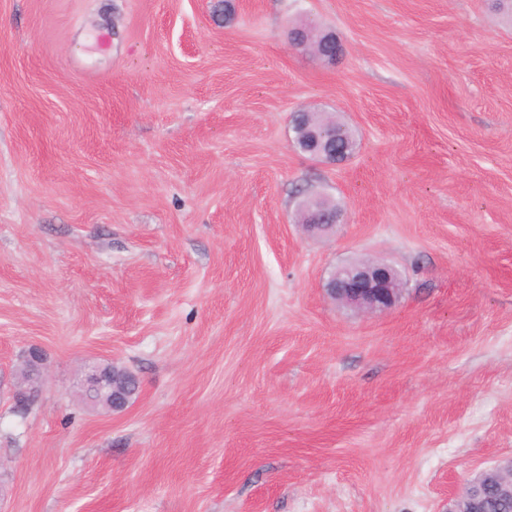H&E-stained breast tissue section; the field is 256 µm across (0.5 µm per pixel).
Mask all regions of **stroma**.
<instances>
[{
	"label": "stroma",
	"mask_w": 512,
	"mask_h": 512,
	"mask_svg": "<svg viewBox=\"0 0 512 512\" xmlns=\"http://www.w3.org/2000/svg\"><path fill=\"white\" fill-rule=\"evenodd\" d=\"M0 0V512H452L512 458V23L493 0ZM314 22L336 63L292 49ZM335 113L321 165L291 116ZM341 209L325 235L303 200ZM394 267L390 310L330 273ZM115 362L113 413L74 383ZM336 138L335 139H328L323 140L321 137L318 136V134L313 133L312 137L310 139H304L307 143H309L306 148L302 150L303 153L308 154L310 157L320 160L325 163L329 164H342L346 160H348L352 155V147L349 145H346L344 152L350 151L349 153H346L344 157H341V155L336 154V143H345V139L350 141L353 139V133L349 128H344L343 126L336 124ZM345 138V139H344ZM320 145V146H319ZM319 146L318 150L317 147ZM326 155L331 159V163L327 162L325 160H321L319 156ZM399 274L387 264L354 262L337 268L326 284L336 303L365 313L392 308L401 293Z\"/></svg>",
	"instance_id": "stroma-1"
}]
</instances>
